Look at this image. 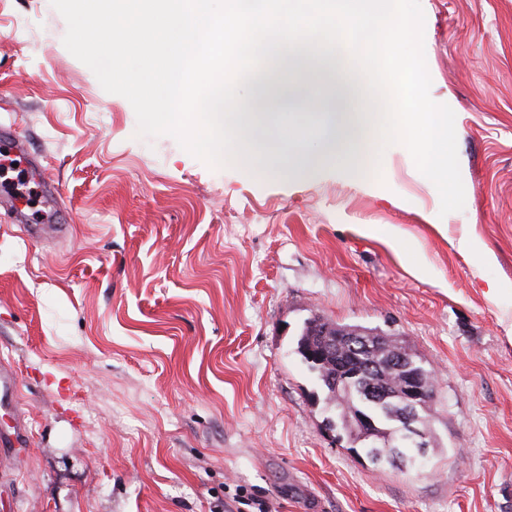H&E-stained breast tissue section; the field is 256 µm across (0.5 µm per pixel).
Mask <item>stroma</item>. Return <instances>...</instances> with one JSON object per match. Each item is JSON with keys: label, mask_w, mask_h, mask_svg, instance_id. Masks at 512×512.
Returning a JSON list of instances; mask_svg holds the SVG:
<instances>
[{"label": "stroma", "mask_w": 512, "mask_h": 512, "mask_svg": "<svg viewBox=\"0 0 512 512\" xmlns=\"http://www.w3.org/2000/svg\"><path fill=\"white\" fill-rule=\"evenodd\" d=\"M420 4L465 190L444 216L396 144L378 179L259 181L138 136L50 0H0V123L72 228L33 239L0 208V512H249L243 488L268 512H512V0ZM316 315L434 374L418 470L328 426L295 351Z\"/></svg>", "instance_id": "1"}]
</instances>
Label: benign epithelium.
<instances>
[{
  "instance_id": "7a95c632",
  "label": "benign epithelium",
  "mask_w": 512,
  "mask_h": 512,
  "mask_svg": "<svg viewBox=\"0 0 512 512\" xmlns=\"http://www.w3.org/2000/svg\"><path fill=\"white\" fill-rule=\"evenodd\" d=\"M317 346L310 351L312 359L319 363H336V374L326 378L329 395L339 394L356 383L362 355L372 356L387 352V357L397 364L400 379L392 396L396 401L394 422L388 428L381 427L361 412L353 416L343 413L336 404L344 426L350 430L353 444L363 448H411L415 458H423L433 447V437L421 424V415L428 413L435 404L436 390L433 381L425 376L411 353L392 336L370 334L341 329L325 321H317Z\"/></svg>"
}]
</instances>
